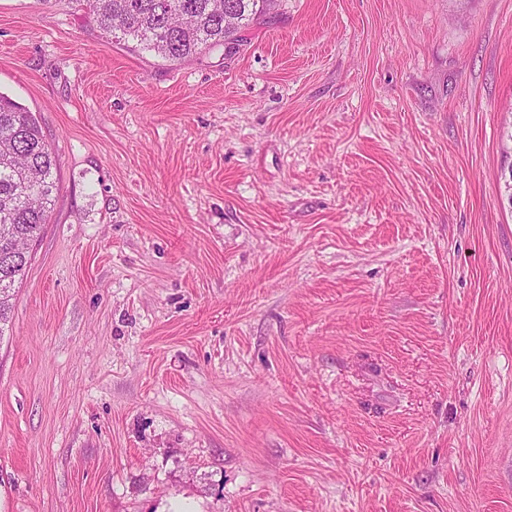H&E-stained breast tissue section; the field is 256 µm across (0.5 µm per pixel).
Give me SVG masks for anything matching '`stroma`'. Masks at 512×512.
Returning a JSON list of instances; mask_svg holds the SVG:
<instances>
[{"label": "stroma", "mask_w": 512, "mask_h": 512, "mask_svg": "<svg viewBox=\"0 0 512 512\" xmlns=\"http://www.w3.org/2000/svg\"><path fill=\"white\" fill-rule=\"evenodd\" d=\"M58 162L0 512H512V0H275L169 62L0 0Z\"/></svg>", "instance_id": "obj_1"}]
</instances>
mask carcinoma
I'll list each match as a JSON object with an SVG mask.
<instances>
[{
  "instance_id": "carcinoma-1",
  "label": "carcinoma",
  "mask_w": 512,
  "mask_h": 512,
  "mask_svg": "<svg viewBox=\"0 0 512 512\" xmlns=\"http://www.w3.org/2000/svg\"><path fill=\"white\" fill-rule=\"evenodd\" d=\"M107 38L133 41L170 62L205 49L230 48L266 16L272 0H86ZM57 193V158L35 115L0 94V340L9 329L14 290Z\"/></svg>"
}]
</instances>
